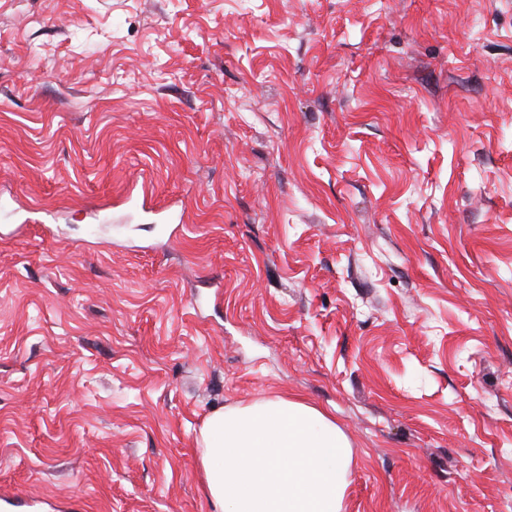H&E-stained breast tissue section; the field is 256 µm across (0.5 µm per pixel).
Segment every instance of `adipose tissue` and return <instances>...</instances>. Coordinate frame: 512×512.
<instances>
[{
  "label": "adipose tissue",
  "mask_w": 512,
  "mask_h": 512,
  "mask_svg": "<svg viewBox=\"0 0 512 512\" xmlns=\"http://www.w3.org/2000/svg\"><path fill=\"white\" fill-rule=\"evenodd\" d=\"M200 447L214 512H342L350 443L310 405L276 397L215 410Z\"/></svg>",
  "instance_id": "obj_1"
}]
</instances>
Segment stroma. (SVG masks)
Here are the masks:
<instances>
[{"label":"stroma","instance_id":"stroma-1","mask_svg":"<svg viewBox=\"0 0 512 512\" xmlns=\"http://www.w3.org/2000/svg\"><path fill=\"white\" fill-rule=\"evenodd\" d=\"M276 396L512 512V0H0V512H212Z\"/></svg>","mask_w":512,"mask_h":512}]
</instances>
